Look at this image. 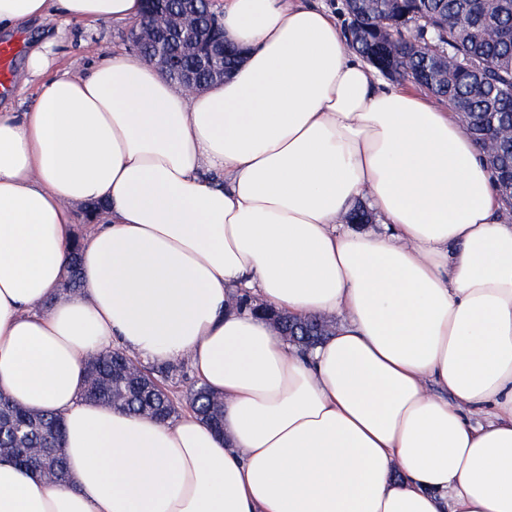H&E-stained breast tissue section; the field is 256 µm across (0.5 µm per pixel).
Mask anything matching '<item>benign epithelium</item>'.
I'll return each instance as SVG.
<instances>
[{"label": "benign epithelium", "mask_w": 512, "mask_h": 512, "mask_svg": "<svg viewBox=\"0 0 512 512\" xmlns=\"http://www.w3.org/2000/svg\"><path fill=\"white\" fill-rule=\"evenodd\" d=\"M183 3L187 8L171 25L178 31V49L170 47L169 39L162 30L142 20L130 28L129 36L135 47L147 41L154 42L148 60L192 94L213 83L223 82L228 70L224 66V36L218 24H211L209 29L196 26L191 18L195 14L197 0H183Z\"/></svg>", "instance_id": "1"}]
</instances>
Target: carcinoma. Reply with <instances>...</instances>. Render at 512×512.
<instances>
[{
    "label": "carcinoma",
    "instance_id": "1",
    "mask_svg": "<svg viewBox=\"0 0 512 512\" xmlns=\"http://www.w3.org/2000/svg\"><path fill=\"white\" fill-rule=\"evenodd\" d=\"M340 13L350 49L388 79H410L448 101L463 132L486 152L504 208H512V0H342ZM73 257L61 291H78ZM307 335L291 342L308 349L328 334L325 320L305 321ZM138 364L124 350L98 353L87 365L85 396L99 404L172 422L181 404L154 372L143 367L133 384L121 371ZM185 402L212 427L221 424L223 401L202 382L191 383ZM0 455L34 473L67 472L63 427L51 412H34L0 390Z\"/></svg>",
    "mask_w": 512,
    "mask_h": 512
}]
</instances>
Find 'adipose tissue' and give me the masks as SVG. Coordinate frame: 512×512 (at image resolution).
<instances>
[{"mask_svg": "<svg viewBox=\"0 0 512 512\" xmlns=\"http://www.w3.org/2000/svg\"><path fill=\"white\" fill-rule=\"evenodd\" d=\"M142 11L0 0V30ZM222 18L245 60L201 93L123 51L53 77L47 42L34 104L0 111V390L61 416L70 472L0 457V512H512V224L482 149L314 0ZM361 205L380 230L345 228ZM244 294L338 322L304 352ZM117 344L189 360L222 433L82 399Z\"/></svg>", "mask_w": 512, "mask_h": 512, "instance_id": "ef3b65f1", "label": "adipose tissue"}]
</instances>
